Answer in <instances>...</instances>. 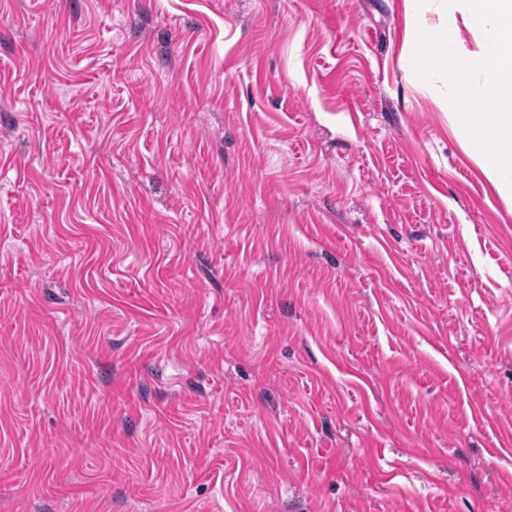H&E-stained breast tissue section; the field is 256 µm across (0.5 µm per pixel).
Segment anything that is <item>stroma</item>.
Masks as SVG:
<instances>
[{
	"label": "stroma",
	"mask_w": 512,
	"mask_h": 512,
	"mask_svg": "<svg viewBox=\"0 0 512 512\" xmlns=\"http://www.w3.org/2000/svg\"><path fill=\"white\" fill-rule=\"evenodd\" d=\"M0 0V512H512V202L413 12Z\"/></svg>",
	"instance_id": "obj_1"
}]
</instances>
